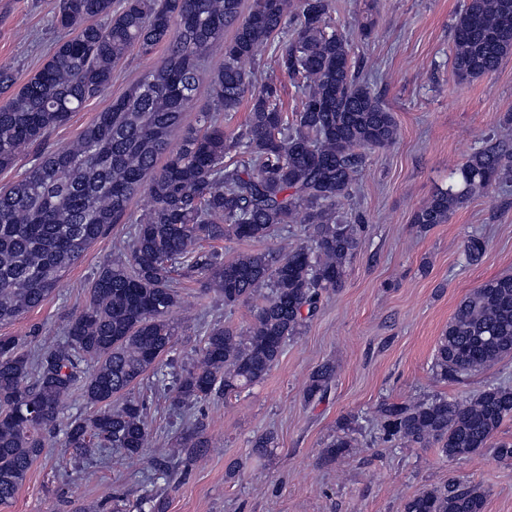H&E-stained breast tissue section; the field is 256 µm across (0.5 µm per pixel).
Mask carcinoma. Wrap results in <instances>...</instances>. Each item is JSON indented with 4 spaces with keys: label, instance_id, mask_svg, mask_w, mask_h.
Returning a JSON list of instances; mask_svg holds the SVG:
<instances>
[{
    "label": "carcinoma",
    "instance_id": "carcinoma-1",
    "mask_svg": "<svg viewBox=\"0 0 512 512\" xmlns=\"http://www.w3.org/2000/svg\"><path fill=\"white\" fill-rule=\"evenodd\" d=\"M332 0H54L52 21L66 33L48 61L23 84L0 66V172L16 166L21 150L45 144L85 103L112 84V70L137 47L165 54L112 106L99 112L77 141L47 150L24 176L0 189V322L23 317L55 290L116 224L127 225V256L102 265L88 285L89 299L69 315L63 341L36 352L0 336V506L10 504L47 440L61 431L78 456L114 448L132 457L145 448L144 403L132 391L145 377L184 403L240 393L261 382L288 341L318 313L326 295L342 287L364 225L336 210L349 194L366 152L399 136L393 112L358 80L352 48L329 29ZM294 20L286 33L287 18ZM512 0H463L451 26L455 77L472 82L496 72L512 55ZM235 28L230 41L224 28ZM218 49L224 65L207 73ZM300 80L299 108L288 113L279 89L264 85L250 96V112L233 137L224 120L248 93L250 67L261 52ZM214 106L196 127L171 136L201 83ZM167 155L162 167L160 156ZM512 172V114L461 162L450 182L414 211L412 224L427 232L448 223L476 195ZM146 195L150 208L133 219L128 205ZM290 224L307 240L226 259L202 252V240L262 242ZM485 240L463 242L469 265L482 260ZM197 274L205 291L232 309L259 300L245 328L206 327L200 360L179 373L164 360L178 327L169 313L179 304L178 278ZM512 355V275L490 279L467 294L435 347L438 382L463 383ZM336 364L309 375L307 401L323 399ZM81 393L94 412L60 424L63 402ZM383 439L397 448L435 446L449 458L488 453L512 461V440L498 437L512 418V387L488 385L456 398L432 395L376 408ZM354 420L336 424L322 455L338 460L356 447ZM271 432L257 436L254 455L275 447ZM177 474L207 455L203 426L179 439ZM485 491L464 483L419 491L404 512H484Z\"/></svg>",
    "mask_w": 512,
    "mask_h": 512
}]
</instances>
